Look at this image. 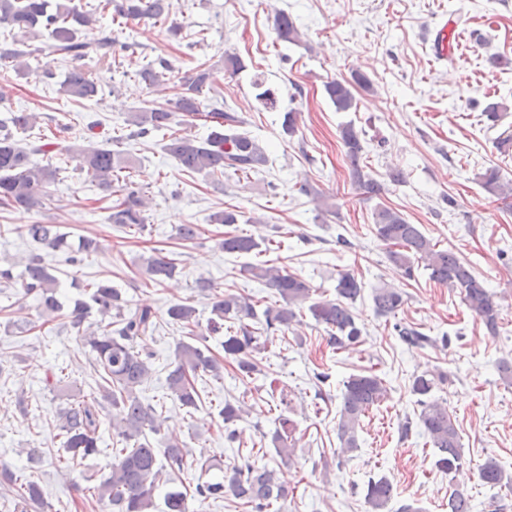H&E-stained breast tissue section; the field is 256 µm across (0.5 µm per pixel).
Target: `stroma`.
Instances as JSON below:
<instances>
[{"instance_id": "35a3bbf8", "label": "stroma", "mask_w": 512, "mask_h": 512, "mask_svg": "<svg viewBox=\"0 0 512 512\" xmlns=\"http://www.w3.org/2000/svg\"><path fill=\"white\" fill-rule=\"evenodd\" d=\"M280 11L295 21L300 43L278 40L274 16ZM172 17L183 26L176 40L149 19L129 22L118 33L129 48L116 52L115 65H91L99 94L90 101L60 91L72 61L29 57L28 71L11 75L7 85L13 110L40 116L36 130L19 134V141L34 140L37 130L55 121L68 125L67 144H102L104 134H121L129 112L175 99L181 78L204 64L212 71L205 109L227 105L238 113L245 131L267 151L263 171L247 179L230 171L218 178L188 174L165 153L157 133L120 145L135 160V187L150 198L141 234L109 224L111 197L63 155L53 160L59 173L43 208L0 212L1 267L22 270L28 255L38 253L57 277L61 300L107 279L130 306L155 311L153 375L140 397L157 406L165 428L187 440L191 465L167 474L154 512H164L168 490H194L197 482L223 479L231 467L247 463L279 471L291 490L288 512H370L365 489L380 478L394 488L383 512H399L408 503L421 512H448L456 488L469 496L471 512H512V489L493 490L479 478L490 459L512 475V383L498 371L501 362H512V198L488 193L479 182L490 166L512 180V148L498 146L512 127V0H174ZM445 17L457 21L461 43L448 62L438 60L433 48ZM228 53L241 56L246 70L228 72ZM161 57L173 64L165 85L149 91L129 79V71ZM47 68L53 78H44ZM357 72L369 79V88L356 89L357 110L336 111L324 95L325 82ZM258 77L277 90V109L256 101L252 83ZM497 101L509 109L494 124L484 109ZM288 110L297 114L292 136L282 128ZM348 123L361 134L365 173L386 185L379 197L365 199L350 178L339 135ZM394 169L403 171L405 182H389ZM305 181L311 193L301 191ZM315 191L332 212L317 209ZM381 205L419 225L485 281L502 305L497 335H489L459 292L430 280L427 270L416 269L409 278L393 264L374 233L372 213ZM227 208L241 211L243 222L209 223L212 213ZM26 224L59 225L74 243L95 235L105 248L76 267L65 254L20 236L17 229ZM179 224L201 225L195 245L177 243ZM228 233L265 238L272 247L228 254L219 246ZM155 248L178 264L176 278L160 285L146 283L141 274L144 257ZM265 263L309 281L316 301L336 300L338 271L353 273L362 284L350 306L362 330L360 343L347 349L329 344L324 327L303 314L300 324L270 335L260 373L244 379L228 365L221 380L198 377L202 403L186 413L165 385L175 345L188 336L169 320L168 307L188 302L207 323L211 301L196 286L201 277L219 293L273 304L275 291L243 271ZM381 286L403 294L395 315L375 311L373 294ZM36 307L33 297L0 284V468H29L44 490V512H101L83 489L87 476H109L110 458L103 454L70 470L55 466L62 453L57 412L66 398L46 384L61 368L78 387L92 384L95 374L79 332L95 330L99 317L89 314L78 330L65 317L40 327ZM400 324L428 336V344H405L396 331ZM368 371L383 379L388 395L363 418L358 449L343 456L337 423L344 383ZM426 371L449 376L431 394L447 407L461 436V466L449 474L435 466L411 391L414 376ZM284 388L293 394L297 424L296 450L288 459L270 443ZM227 399L245 401L248 408L233 443L215 410ZM35 450L42 460L34 465L29 455Z\"/></svg>"}]
</instances>
